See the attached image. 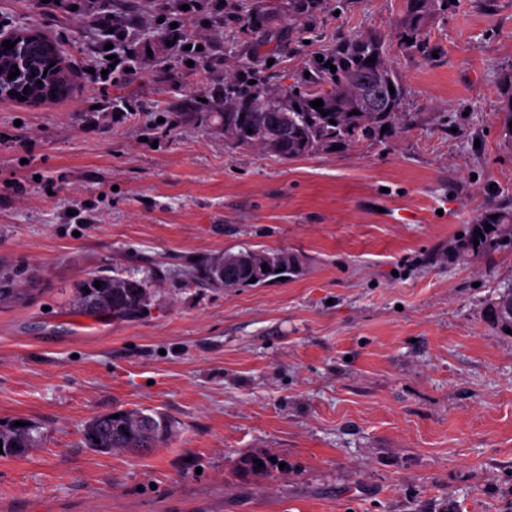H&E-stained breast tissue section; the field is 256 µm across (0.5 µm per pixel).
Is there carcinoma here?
Listing matches in <instances>:
<instances>
[{
	"instance_id": "carcinoma-1",
	"label": "carcinoma",
	"mask_w": 512,
	"mask_h": 512,
	"mask_svg": "<svg viewBox=\"0 0 512 512\" xmlns=\"http://www.w3.org/2000/svg\"><path fill=\"white\" fill-rule=\"evenodd\" d=\"M324 0H288V19L302 20L321 10ZM451 0H403V10L395 25L393 38L398 48L406 53L429 52L424 27L431 14ZM26 33L36 41L25 46L18 44L6 57L0 53V98L27 103L53 100L46 95L50 82L34 74L26 50H45L53 41L38 31ZM412 43H407V40ZM376 56L369 63L367 58ZM336 71L324 66L325 62ZM19 70L10 79L9 72ZM507 87L506 100L501 112L504 127L512 135V72L502 78ZM394 91H389V87ZM288 97V122L281 133L282 146L275 156L282 161H294L306 156L364 144H383L406 128L403 112L404 82L386 47L385 39L375 34L340 39L323 58L314 63L310 76L288 86L270 84L256 75L247 65L224 81V111L210 112L208 118L224 131L231 147L245 150L254 147L268 150L267 122L280 106V98ZM320 99L321 109L309 102ZM325 110L324 116L320 110ZM335 123H329V120ZM386 132H381L382 127ZM490 227H485V224ZM479 244H474L478 234ZM512 250V210L499 208L483 212L467 234L451 248L448 258L489 254ZM238 264L230 271L224 269V255L203 256L190 263L192 274L187 283L207 288H242L244 283L258 278V284L280 281L276 269L295 257L284 251L244 248L237 252ZM268 271H262V265ZM100 283L97 288L94 283ZM24 295L17 287V275H0V302L18 300ZM151 298V285L147 280H136L117 275H92L77 288L74 313L95 315L110 312L115 318H130L143 312ZM119 417H113V414ZM115 413L96 416L89 420L82 436L85 444L100 452L117 450L141 452L157 448L172 440L178 432V422L162 412L146 413L142 410L117 409ZM36 428L11 423L0 424V455L20 457L35 447Z\"/></svg>"
}]
</instances>
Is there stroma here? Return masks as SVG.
Returning a JSON list of instances; mask_svg holds the SVG:
<instances>
[{
  "label": "stroma",
  "instance_id": "obj_1",
  "mask_svg": "<svg viewBox=\"0 0 512 512\" xmlns=\"http://www.w3.org/2000/svg\"><path fill=\"white\" fill-rule=\"evenodd\" d=\"M259 6L268 25L246 29ZM99 10L0 0L74 73L63 100L0 101V270L25 290L0 304V421L40 431L0 458V512H512V336L491 319L512 251L448 257L486 209L512 208V0L436 11L425 55L391 39L402 0H325L298 22L287 0H228L207 63L154 36L114 82L90 72ZM369 33L406 85L410 124L386 145L282 162L201 120L240 62L289 85ZM115 100L134 107L124 122ZM247 247L303 270L188 284L194 256ZM115 269L152 283L148 312L70 314ZM119 408L178 433L143 455L87 448L86 423Z\"/></svg>",
  "mask_w": 512,
  "mask_h": 512
}]
</instances>
